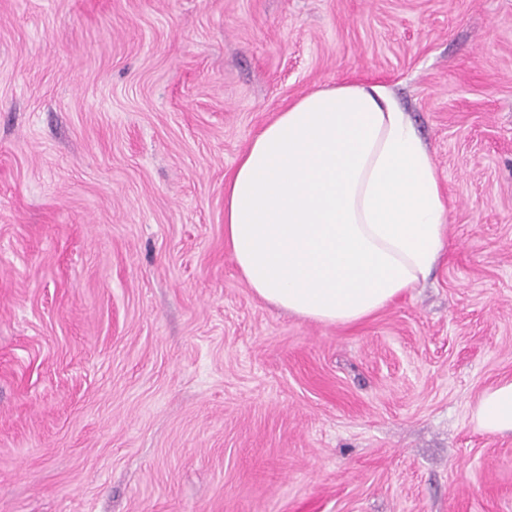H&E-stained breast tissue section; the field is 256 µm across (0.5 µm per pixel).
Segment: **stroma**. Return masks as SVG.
I'll list each match as a JSON object with an SVG mask.
<instances>
[{
  "instance_id": "1",
  "label": "stroma",
  "mask_w": 512,
  "mask_h": 512,
  "mask_svg": "<svg viewBox=\"0 0 512 512\" xmlns=\"http://www.w3.org/2000/svg\"><path fill=\"white\" fill-rule=\"evenodd\" d=\"M391 89L448 206L354 325L270 306L224 178L309 91ZM512 0H0V512H512ZM470 417L481 432L512 434V379L487 388L472 406Z\"/></svg>"
}]
</instances>
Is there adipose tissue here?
Masks as SVG:
<instances>
[{"instance_id":"obj_1","label":"adipose tissue","mask_w":512,"mask_h":512,"mask_svg":"<svg viewBox=\"0 0 512 512\" xmlns=\"http://www.w3.org/2000/svg\"><path fill=\"white\" fill-rule=\"evenodd\" d=\"M448 236L439 173L379 83L309 92L267 124L224 182V239L253 292L326 324H355L426 279ZM512 434V379L471 408Z\"/></svg>"}]
</instances>
